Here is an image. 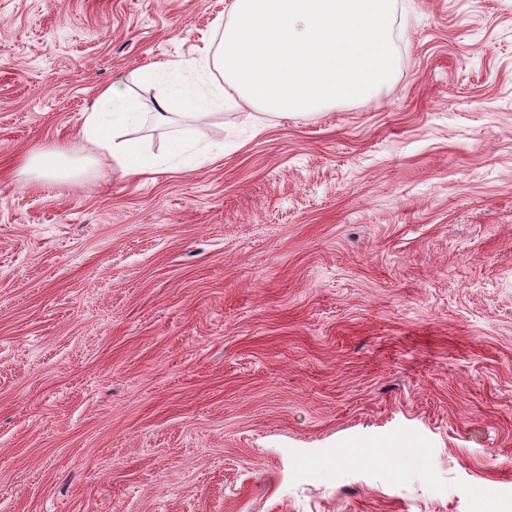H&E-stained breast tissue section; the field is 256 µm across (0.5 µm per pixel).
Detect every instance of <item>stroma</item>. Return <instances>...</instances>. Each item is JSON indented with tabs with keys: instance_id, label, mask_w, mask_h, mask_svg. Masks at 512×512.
<instances>
[{
	"instance_id": "stroma-1",
	"label": "stroma",
	"mask_w": 512,
	"mask_h": 512,
	"mask_svg": "<svg viewBox=\"0 0 512 512\" xmlns=\"http://www.w3.org/2000/svg\"><path fill=\"white\" fill-rule=\"evenodd\" d=\"M225 2L0 0V512H512V0H395L377 97L127 177L84 113ZM66 161V152L60 148H53L43 154L28 158L24 169L36 170L40 176L50 177L60 170Z\"/></svg>"
}]
</instances>
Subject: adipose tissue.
<instances>
[{"instance_id": "1", "label": "adipose tissue", "mask_w": 512, "mask_h": 512, "mask_svg": "<svg viewBox=\"0 0 512 512\" xmlns=\"http://www.w3.org/2000/svg\"><path fill=\"white\" fill-rule=\"evenodd\" d=\"M393 25V0H231L227 19L215 21V50L114 81L81 133L126 175L143 176L153 164L134 136L142 128L172 129L241 102L285 117L374 96L396 69ZM135 81L153 96L136 94Z\"/></svg>"}]
</instances>
